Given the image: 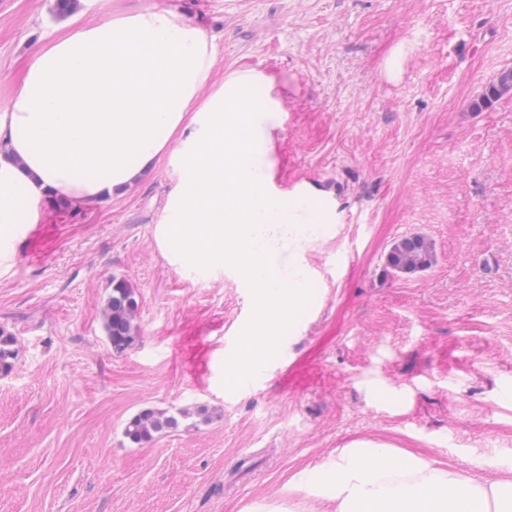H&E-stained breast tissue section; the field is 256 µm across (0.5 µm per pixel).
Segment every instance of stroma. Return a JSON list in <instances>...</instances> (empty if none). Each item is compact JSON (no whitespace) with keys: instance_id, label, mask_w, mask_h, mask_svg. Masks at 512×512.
Returning <instances> with one entry per match:
<instances>
[{"instance_id":"obj_1","label":"stroma","mask_w":512,"mask_h":512,"mask_svg":"<svg viewBox=\"0 0 512 512\" xmlns=\"http://www.w3.org/2000/svg\"><path fill=\"white\" fill-rule=\"evenodd\" d=\"M53 5L0 0V109L69 23ZM116 6L177 8L210 30L222 71L275 77L277 178L331 195L332 234L280 243L276 265L302 263L310 290L235 391L224 364L253 295L234 271L189 276L160 254L166 164L121 198L49 209L0 276L18 343L0 374V512H334L289 480L378 445L512 478V95L471 107L512 68V0H78V22ZM413 234L433 266L386 271ZM116 277L139 301L119 356L103 329ZM198 406L209 422L123 435L143 410Z\"/></svg>"}]
</instances>
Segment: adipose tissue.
<instances>
[{
	"instance_id": "obj_1",
	"label": "adipose tissue",
	"mask_w": 512,
	"mask_h": 512,
	"mask_svg": "<svg viewBox=\"0 0 512 512\" xmlns=\"http://www.w3.org/2000/svg\"><path fill=\"white\" fill-rule=\"evenodd\" d=\"M272 90L254 70L219 75L213 37L175 8L116 12L54 35L0 111V274L49 199L88 209L167 162L176 182L154 229L160 252L200 276L234 268L253 290L256 318L224 369L225 385L243 387L276 353L309 290L301 268L275 266L279 242L331 232L325 192L275 184L262 126L284 106ZM300 210L306 223L295 219ZM315 486L336 512H512V479L383 446L343 449Z\"/></svg>"
}]
</instances>
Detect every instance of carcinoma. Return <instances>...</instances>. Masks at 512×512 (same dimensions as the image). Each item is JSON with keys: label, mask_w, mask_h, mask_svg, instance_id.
<instances>
[{"label": "carcinoma", "mask_w": 512, "mask_h": 512, "mask_svg": "<svg viewBox=\"0 0 512 512\" xmlns=\"http://www.w3.org/2000/svg\"><path fill=\"white\" fill-rule=\"evenodd\" d=\"M512 94V68L500 71L485 87L481 97L474 101L476 111ZM435 254L432 245L418 235L405 236L395 241L385 256L386 268L401 274H411L433 265ZM112 291L104 309V329L114 354H122L136 341L138 328L136 317L138 302L132 285L124 278H112ZM17 340L0 330V373H9L17 359ZM189 415L179 409L175 413L144 410L134 416L125 426L124 437L131 443L143 445L150 442L154 434L178 426V418Z\"/></svg>", "instance_id": "cac0c4a2"}]
</instances>
